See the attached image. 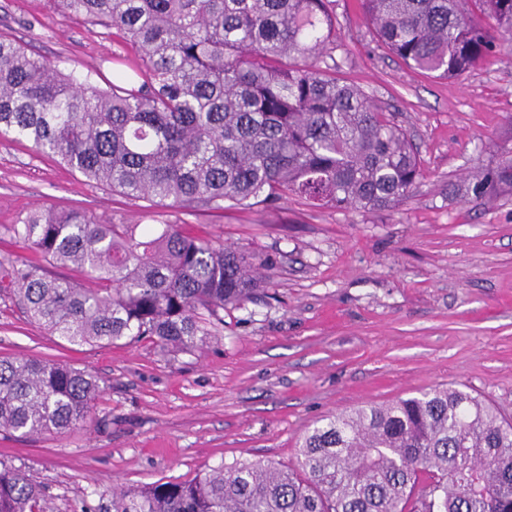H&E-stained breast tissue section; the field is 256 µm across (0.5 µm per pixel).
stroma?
<instances>
[{
  "instance_id": "obj_1",
  "label": "stroma",
  "mask_w": 512,
  "mask_h": 512,
  "mask_svg": "<svg viewBox=\"0 0 512 512\" xmlns=\"http://www.w3.org/2000/svg\"><path fill=\"white\" fill-rule=\"evenodd\" d=\"M336 75L367 92L419 148L423 176L382 210L283 198L250 209L155 206L87 185L26 142L0 136V226L43 207L106 224H178L269 263L264 288L197 348L147 339L69 344L0 299V356L66 363L102 393L65 433L0 430V462L39 485L48 512H112V493L189 482L243 459L291 463L333 413L450 385L512 420V196L448 194L490 167L512 133V45L460 79L406 68L378 46L360 0H336ZM0 32L59 67L111 79L136 51L58 13L0 0Z\"/></svg>"
}]
</instances>
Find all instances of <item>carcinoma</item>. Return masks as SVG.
<instances>
[{
  "mask_svg": "<svg viewBox=\"0 0 512 512\" xmlns=\"http://www.w3.org/2000/svg\"><path fill=\"white\" fill-rule=\"evenodd\" d=\"M61 13L137 52L136 87H105L0 34V136L128 199L250 208L295 196L336 209L407 199L420 160L393 113L321 66L336 39L331 0H55ZM376 40L405 66L460 78L512 42V0H360ZM512 193V135L465 197ZM35 258L0 257V298L77 345L149 338L175 351L204 317L241 306L266 259L175 224H103L35 209L4 227ZM75 267L84 288L47 266ZM101 393L87 370L0 357V428L63 433ZM0 512H46L21 470L0 468ZM112 512H512V421L477 395L435 387L334 414L295 461L242 460L184 483L112 495Z\"/></svg>",
  "mask_w": 512,
  "mask_h": 512,
  "instance_id": "obj_1",
  "label": "carcinoma"
}]
</instances>
